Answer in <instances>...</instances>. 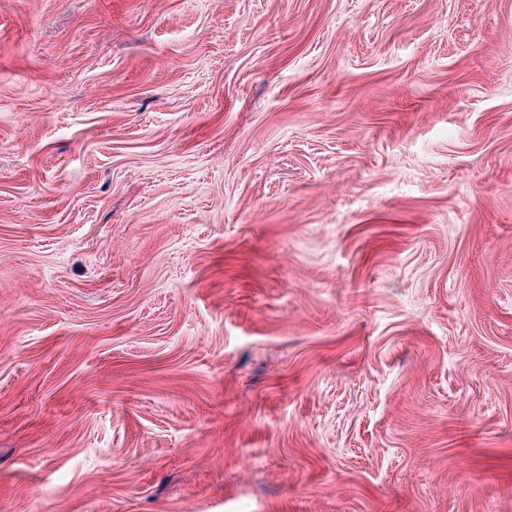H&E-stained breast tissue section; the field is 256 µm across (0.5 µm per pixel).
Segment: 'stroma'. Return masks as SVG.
<instances>
[{"label":"stroma","mask_w":512,"mask_h":512,"mask_svg":"<svg viewBox=\"0 0 512 512\" xmlns=\"http://www.w3.org/2000/svg\"><path fill=\"white\" fill-rule=\"evenodd\" d=\"M0 512H512V0H0Z\"/></svg>","instance_id":"obj_1"}]
</instances>
